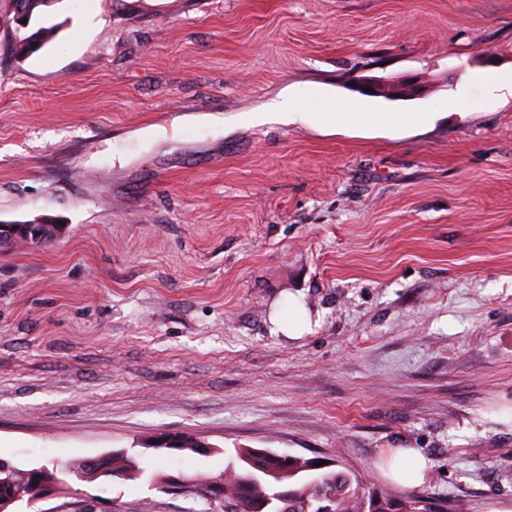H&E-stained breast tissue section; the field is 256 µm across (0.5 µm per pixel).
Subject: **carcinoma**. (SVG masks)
<instances>
[{"mask_svg":"<svg viewBox=\"0 0 512 512\" xmlns=\"http://www.w3.org/2000/svg\"><path fill=\"white\" fill-rule=\"evenodd\" d=\"M16 27L10 34L12 49L23 57L48 43L52 28L40 25L38 9L55 0H9ZM247 448L236 451L218 476L224 479V512H447L443 505L418 493L399 495L376 490L348 470H326L317 461L290 455L283 460L252 457ZM283 466L287 474L271 483L260 472ZM32 486L28 470L18 468L0 481V495Z\"/></svg>","mask_w":512,"mask_h":512,"instance_id":"carcinoma-1","label":"carcinoma"}]
</instances>
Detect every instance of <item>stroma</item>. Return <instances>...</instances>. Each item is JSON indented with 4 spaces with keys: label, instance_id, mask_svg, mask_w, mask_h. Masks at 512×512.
<instances>
[{
    "label": "stroma",
    "instance_id": "obj_1",
    "mask_svg": "<svg viewBox=\"0 0 512 512\" xmlns=\"http://www.w3.org/2000/svg\"><path fill=\"white\" fill-rule=\"evenodd\" d=\"M13 55L0 0V458L124 451L145 475L16 512H224L153 477L240 448L369 487L394 452L453 512H512V0H54ZM376 82L375 92H364ZM466 89L469 113L449 111ZM434 112L427 127L256 125ZM300 296L311 330L274 334ZM210 448L161 454L158 433ZM272 112H251L250 120L257 125L279 122L287 125H308L326 131L346 126L374 127L378 125H423L432 122L434 112H299L294 98H283L270 104ZM18 228V230L22 227L30 226V225H38L39 230L35 233H33V236L31 237L29 234H27L24 230L20 233L15 232L12 235H9L8 237H4L0 234V249L3 247H12L18 243H23L26 245H31L34 243H42L45 241V232L43 231L44 227H48L49 224H32V223H14L10 224ZM428 464L413 448H400L394 454L390 475L398 483L418 487L425 481Z\"/></svg>",
    "mask_w": 512,
    "mask_h": 512
}]
</instances>
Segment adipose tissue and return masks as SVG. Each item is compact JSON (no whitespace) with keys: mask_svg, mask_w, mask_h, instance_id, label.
Returning a JSON list of instances; mask_svg holds the SVG:
<instances>
[{"mask_svg":"<svg viewBox=\"0 0 512 512\" xmlns=\"http://www.w3.org/2000/svg\"><path fill=\"white\" fill-rule=\"evenodd\" d=\"M431 112H305L293 98L271 103L269 111L251 113L254 124L279 122L287 125H308L326 131L346 126L423 125L434 120Z\"/></svg>","mask_w":512,"mask_h":512,"instance_id":"ef3b65f1","label":"adipose tissue"}]
</instances>
